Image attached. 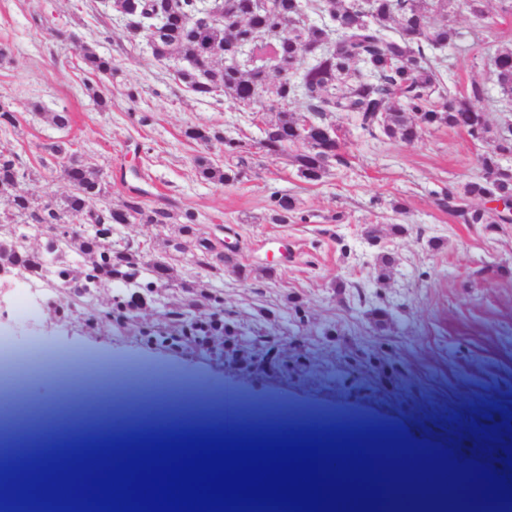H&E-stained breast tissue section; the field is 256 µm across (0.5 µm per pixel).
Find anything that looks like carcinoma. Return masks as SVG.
<instances>
[{"mask_svg": "<svg viewBox=\"0 0 512 512\" xmlns=\"http://www.w3.org/2000/svg\"><path fill=\"white\" fill-rule=\"evenodd\" d=\"M454 0H214L210 9L202 0H113V8L151 32L154 56L161 60L174 54L192 66L176 72L175 79L199 98L219 92L239 105L265 94L271 101L267 111L276 112L266 121L262 147L271 155L295 148L293 163L303 179L316 182L332 162H341L344 139L323 121L330 112L352 115L359 127L374 136L381 133L403 143L419 139L431 127L448 126L464 130L471 139L487 144L480 158L481 176L450 189L441 199L464 224H497L505 215L470 206L469 199L512 195V167L503 160L512 156V128L496 122L493 113L512 112V48H495L493 74L499 97L493 108L479 106L486 99L485 86L472 82L464 91L451 92L440 86V60L433 54L455 44L459 37L448 21V5ZM323 14L336 29L308 21V13ZM298 25L283 31L290 20ZM398 33L391 34V24ZM277 37L275 60L269 68L243 63H223L224 57L241 55L247 46L260 50L258 38ZM308 59L306 66L300 61ZM89 73L101 78L115 71L112 58L92 50L82 51ZM299 97L306 111L316 119L309 130L281 100ZM189 139L209 143L224 141L229 164L215 167L200 157L196 173L215 184L233 183L241 176L231 160L242 159L243 145L206 128L190 127ZM63 159L60 172L70 192L59 201H38L19 189L25 172L19 157L0 151V204L5 219H22L20 224H0V269L23 271L34 278H47L53 288H61L74 298L91 302L104 279L117 291L107 306L79 318L80 326L91 333L106 325L122 328L136 317V311L154 301V290L179 282L180 303L165 314L160 330L142 332L145 342L187 352H215L228 363L245 360V366L268 372L300 369L299 357L269 356L276 344L256 338V345L243 350L233 347L238 326L224 318V297L218 292L193 293V287L174 274L167 261H151L147 254L128 246H102L103 236L112 234V224L136 222L165 228L177 225L165 247L175 252L193 249L195 263L219 270L228 259L216 244L200 237L194 211L150 208L142 200L144 192L130 189L121 208L104 202L102 173L75 158L64 144L52 146ZM273 221L290 224L298 219L293 197L271 194ZM87 217L89 224L77 227L74 220ZM37 229L39 247L28 246L24 227Z\"/></svg>", "mask_w": 512, "mask_h": 512, "instance_id": "cac0c4a2", "label": "carcinoma"}]
</instances>
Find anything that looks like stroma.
<instances>
[{"mask_svg": "<svg viewBox=\"0 0 512 512\" xmlns=\"http://www.w3.org/2000/svg\"><path fill=\"white\" fill-rule=\"evenodd\" d=\"M486 10L483 20L456 5L450 19L461 38L441 53V79L454 91L483 83L493 102L498 89L484 42L512 47V15L501 14L498 0H487ZM1 46L0 107L17 123L0 127V150L17 154L27 169L21 189L40 200L63 198L69 186L52 147L69 142L79 160L106 175L112 207L136 186L152 206L192 209L199 233L236 240L233 261L253 273L243 282L181 254L171 257L177 272L201 291L223 293L224 316L239 325L240 344L275 337L281 350L304 352L306 373L274 375L147 344L139 332L156 329L180 299L174 286L158 289L155 303L121 331L85 332L43 301L31 324L0 318L1 339L40 356L34 378L18 379L15 389L42 404L32 415L0 418V430L44 433L74 420L150 417L159 435L175 409L203 431L201 407L222 405L240 415L225 426L228 434H279L288 417L320 416L338 430L397 431L408 454L451 468L458 492L471 490L484 470L512 487V223L463 224L440 204L448 188L480 175L484 144L445 126L410 144L395 142L330 114L326 123L346 133L345 161L308 182L288 154L265 153L255 114L221 94L197 98L178 83L185 60L156 59L112 0H0ZM85 47L112 57L110 79L88 73ZM100 94L110 100L108 111L96 103ZM63 107L71 121L60 128L52 115ZM194 126L221 138H186ZM230 138L246 146L240 179L201 180L197 157L224 165ZM275 191L296 199L300 222L273 223ZM395 224L404 234L392 233ZM370 226L377 242L365 237ZM165 236L142 224L112 228L113 241L157 259L167 256ZM383 253L393 265L380 281L375 268ZM269 267L275 276L266 275ZM377 307L388 311L385 326L371 319ZM353 352L369 357L370 369L352 372ZM89 363L106 383L60 400L64 382Z\"/></svg>", "mask_w": 512, "mask_h": 512, "instance_id": "obj_1", "label": "stroma"}]
</instances>
